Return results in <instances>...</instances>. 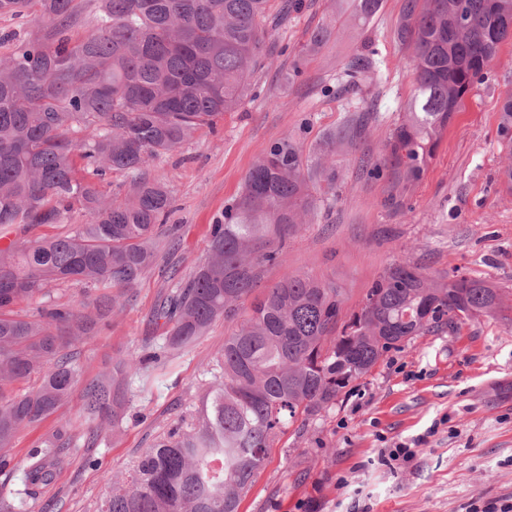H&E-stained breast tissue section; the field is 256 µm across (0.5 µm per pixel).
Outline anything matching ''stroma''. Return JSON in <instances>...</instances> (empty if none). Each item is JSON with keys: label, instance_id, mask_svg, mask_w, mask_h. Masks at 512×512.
<instances>
[{"label": "stroma", "instance_id": "stroma-1", "mask_svg": "<svg viewBox=\"0 0 512 512\" xmlns=\"http://www.w3.org/2000/svg\"><path fill=\"white\" fill-rule=\"evenodd\" d=\"M304 8L272 30L249 94L216 133L161 155L146 169L172 195V242L160 255L187 275L204 261L211 224L242 192L261 150L282 136L312 152L351 111L371 105L364 136L337 152L338 195L288 241L283 262L267 266L260 291L289 274L333 283L342 316L357 311L389 265L410 262L432 275H467L504 288L512 307V193L503 190L499 112L512 94V39L464 100L422 180L397 207L386 206L387 175L370 176L402 106L415 88L406 51L393 37L402 0H383L372 23L379 82L342 99L330 94L339 63L357 47L351 22L309 56L300 50L330 21L328 0ZM167 286L151 273L125 296L109 329L76 341L83 381L118 360L154 350L160 334L153 309ZM230 323L161 368L134 377L127 418L96 448L72 449L30 512H96L108 480L124 476L155 437L191 415L214 380ZM61 420L82 426L80 392L44 421L18 434L0 491L17 487L29 453ZM416 447L408 462H383L398 444ZM512 503V322L483 318L453 332L425 333L389 352L321 417L294 424L269 450L239 512H477Z\"/></svg>", "mask_w": 512, "mask_h": 512}]
</instances>
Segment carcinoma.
I'll use <instances>...</instances> for the list:
<instances>
[{"label":"carcinoma","instance_id":"1","mask_svg":"<svg viewBox=\"0 0 512 512\" xmlns=\"http://www.w3.org/2000/svg\"><path fill=\"white\" fill-rule=\"evenodd\" d=\"M97 2L96 30L74 42L75 0H0V16L32 14L44 26L42 36L0 60V226L29 232L61 224L76 204L88 217L73 233L0 247L1 453L70 398L80 381L74 342L122 310L125 291L157 266L156 242L173 235L171 193L147 178L149 161L215 129L242 105L270 38L269 0ZM382 3L336 0V17L350 12L364 37ZM396 38L415 90L382 149L391 205L422 178L463 100L512 38V0H403ZM374 55L365 42L346 58L344 87L373 79ZM498 131L507 159L502 183L512 192V95ZM356 136L350 118L306 158L291 136L270 141L224 223L211 226L205 260L186 278L168 277L155 307L163 353L190 345L218 319L235 329L191 422L158 436L126 476L109 481L98 512H239L279 434L321 416L386 353L424 333L502 315L495 285L431 276L409 262L390 266L342 324L339 289L300 275L283 278L242 314L263 267L281 261L288 236L336 198L334 157ZM110 172L130 179L126 197L100 190ZM76 284L104 294L84 312L57 305L12 315L21 300ZM142 365L124 360L84 386L92 441L103 425L122 423L128 375ZM33 375L37 386L9 393ZM74 438L68 421L47 435L19 488L0 494V512H25L37 501Z\"/></svg>","mask_w":512,"mask_h":512}]
</instances>
